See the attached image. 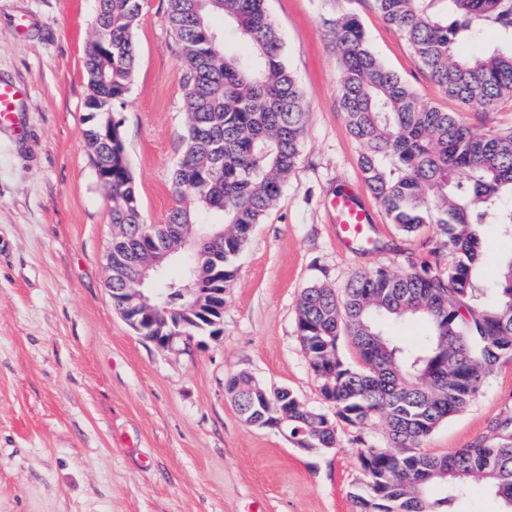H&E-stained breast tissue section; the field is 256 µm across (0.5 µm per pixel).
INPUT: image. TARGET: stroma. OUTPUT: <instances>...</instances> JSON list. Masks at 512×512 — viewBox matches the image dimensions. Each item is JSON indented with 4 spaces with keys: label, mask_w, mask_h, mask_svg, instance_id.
<instances>
[{
    "label": "stroma",
    "mask_w": 512,
    "mask_h": 512,
    "mask_svg": "<svg viewBox=\"0 0 512 512\" xmlns=\"http://www.w3.org/2000/svg\"><path fill=\"white\" fill-rule=\"evenodd\" d=\"M96 0H0V79L23 84L20 126H0V512H355L363 479L357 438L389 442L381 424L337 423V445L307 452L246 423L225 390L247 372L333 414L297 334L305 288H342L376 266L453 255L434 226L409 238L390 223L359 166L364 147L341 108L330 33L356 16L384 66L427 105L482 130L512 129V99L464 106L438 86L374 0H268L303 95L300 158L239 255L225 293L224 332L190 351L159 350L113 308L107 254L116 229L84 131L83 60ZM133 82L121 123L146 223L176 204L171 172L184 152L185 65L166 0H146L133 30ZM350 187L373 213L374 249H340L331 199ZM485 301L512 239L480 229ZM512 411V360L425 443L443 455L492 434Z\"/></svg>",
    "instance_id": "stroma-1"
}]
</instances>
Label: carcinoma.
Wrapping results in <instances>:
<instances>
[{
    "instance_id": "carcinoma-1",
    "label": "carcinoma",
    "mask_w": 512,
    "mask_h": 512,
    "mask_svg": "<svg viewBox=\"0 0 512 512\" xmlns=\"http://www.w3.org/2000/svg\"><path fill=\"white\" fill-rule=\"evenodd\" d=\"M398 27L421 65L461 104L492 108L512 97V51L481 56L466 46L482 26L512 43V0H374ZM145 0H97L96 38L84 57V136L108 187L113 306L135 269L178 250L158 292L170 298L167 318L189 336H212L224 306L190 309L172 289L193 288L186 269L222 270L213 284L227 288L236 259L255 225L279 198L301 149L306 112L298 82L286 66L266 0H167L169 25L185 63L188 126L183 159L173 172L178 203L162 224L144 222L120 125L112 141L104 124L129 92L135 70L132 31ZM333 43L341 67V105L350 133L364 146L365 181L407 236L433 224L454 255L444 274L423 261L354 273L344 288L314 284L298 307L297 331L311 371L335 418L310 409L286 389L265 397L248 373L227 382L242 418L282 430L304 448H334L336 421L384 423L390 447L357 442L365 481L351 493L355 512H458L464 484L483 485L512 512V414L495 434L466 448L433 455L423 448L435 428L467 408L485 379L512 359V257L483 300V261L477 226L495 224L512 239V129L481 130L454 112L422 104L415 92L369 50L357 17L336 21ZM191 224L224 230V242L203 251L184 245ZM152 243L149 249L141 241ZM420 319L427 333L415 342L394 336L388 323ZM348 341L358 361L341 350Z\"/></svg>"
}]
</instances>
